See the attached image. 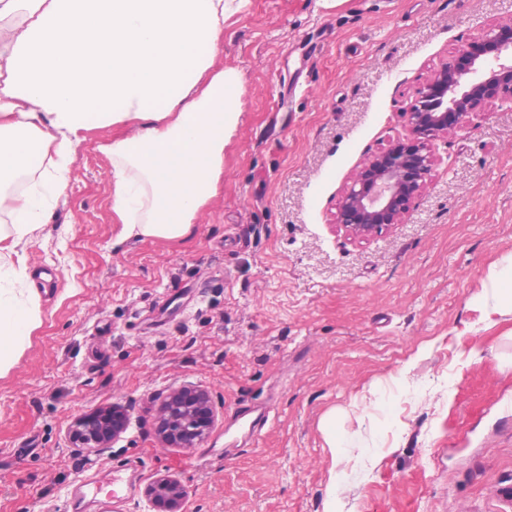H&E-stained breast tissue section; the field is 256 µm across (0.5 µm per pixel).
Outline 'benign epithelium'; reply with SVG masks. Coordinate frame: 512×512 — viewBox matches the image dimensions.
<instances>
[{"label": "benign epithelium", "mask_w": 512, "mask_h": 512, "mask_svg": "<svg viewBox=\"0 0 512 512\" xmlns=\"http://www.w3.org/2000/svg\"><path fill=\"white\" fill-rule=\"evenodd\" d=\"M490 102L512 104V18L489 25L416 88L405 112L407 138L369 156L346 185L334 213L337 231L362 242L403 223L434 172L435 141L479 116ZM128 420L119 406L83 415L74 421L70 439L104 449ZM213 422L211 400L202 390H174L159 406V436L169 447H195ZM149 495V504L162 512H183L179 479L159 478Z\"/></svg>", "instance_id": "7a95c632"}]
</instances>
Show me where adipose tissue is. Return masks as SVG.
<instances>
[{"mask_svg":"<svg viewBox=\"0 0 512 512\" xmlns=\"http://www.w3.org/2000/svg\"><path fill=\"white\" fill-rule=\"evenodd\" d=\"M249 0H0V377L41 324L24 248L69 184L85 134L108 128L121 238L177 240L224 187L242 108L220 65ZM485 318L512 311V256Z\"/></svg>","mask_w":512,"mask_h":512,"instance_id":"ef3b65f1","label":"adipose tissue"}]
</instances>
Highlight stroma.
I'll use <instances>...</instances> for the list:
<instances>
[{
	"label": "stroma",
	"mask_w": 512,
	"mask_h": 512,
	"mask_svg": "<svg viewBox=\"0 0 512 512\" xmlns=\"http://www.w3.org/2000/svg\"><path fill=\"white\" fill-rule=\"evenodd\" d=\"M511 16L512 0H249L224 22L220 62L243 81L224 189L182 241L118 242L112 131L87 133L25 248L42 324L0 377V512H71L104 469L117 480L87 512H147L165 475L184 512H323L332 479L341 512H512V314L485 326L479 299L512 255V106L437 141L403 223L363 242L333 224L363 162L407 136L419 83ZM182 387L215 422L167 448L158 407ZM115 404L125 433L72 444L77 416ZM321 431L324 441L333 457L334 466L343 462V456L340 448H344L345 437L336 429V411H333L321 425Z\"/></svg>",
	"instance_id": "obj_1"
}]
</instances>
